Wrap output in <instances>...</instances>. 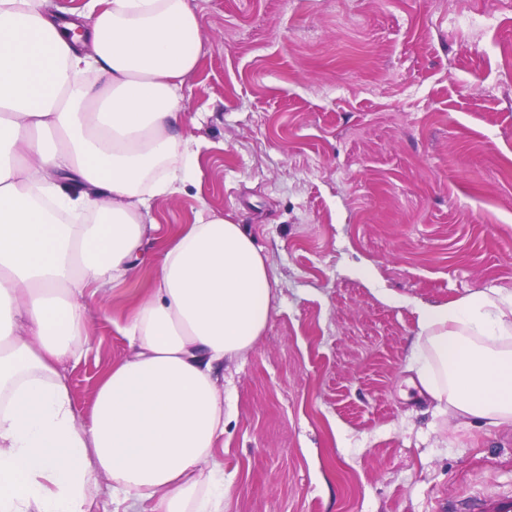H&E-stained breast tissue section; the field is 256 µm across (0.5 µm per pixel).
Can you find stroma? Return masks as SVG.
I'll list each match as a JSON object with an SVG mask.
<instances>
[{
  "instance_id": "stroma-1",
  "label": "stroma",
  "mask_w": 512,
  "mask_h": 512,
  "mask_svg": "<svg viewBox=\"0 0 512 512\" xmlns=\"http://www.w3.org/2000/svg\"><path fill=\"white\" fill-rule=\"evenodd\" d=\"M191 3L200 175L155 201L147 249L204 201L277 280L265 332L224 365V512L511 493L512 424L438 412L409 364L415 305L512 292V0ZM150 286L144 270L90 300L89 351L62 371L79 419Z\"/></svg>"
}]
</instances>
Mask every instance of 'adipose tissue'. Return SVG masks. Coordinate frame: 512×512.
<instances>
[{
  "label": "adipose tissue",
  "instance_id": "ef3b65f1",
  "mask_svg": "<svg viewBox=\"0 0 512 512\" xmlns=\"http://www.w3.org/2000/svg\"><path fill=\"white\" fill-rule=\"evenodd\" d=\"M190 0H0V512H224V362L265 331L276 279L242 225L201 206L77 418L61 366L85 293L134 278L155 199L198 175L179 130L199 63ZM412 368L436 409L512 423V292L420 304Z\"/></svg>",
  "mask_w": 512,
  "mask_h": 512
}]
</instances>
